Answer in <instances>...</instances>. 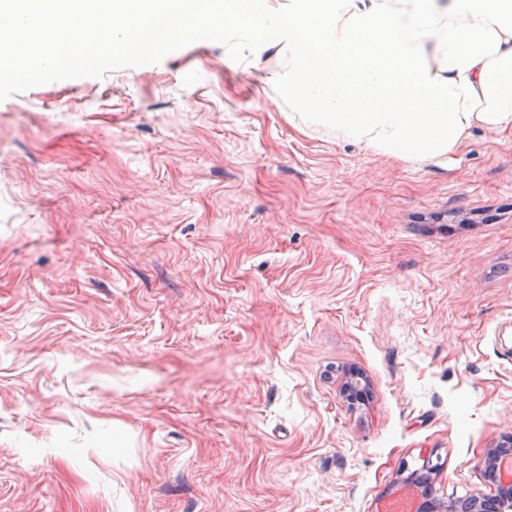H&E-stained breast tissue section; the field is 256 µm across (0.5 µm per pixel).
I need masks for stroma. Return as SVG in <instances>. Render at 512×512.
Segmentation results:
<instances>
[{"label": "stroma", "instance_id": "obj_1", "mask_svg": "<svg viewBox=\"0 0 512 512\" xmlns=\"http://www.w3.org/2000/svg\"><path fill=\"white\" fill-rule=\"evenodd\" d=\"M158 41L0 75V512L490 495L512 134L408 163L291 121L223 17Z\"/></svg>", "mask_w": 512, "mask_h": 512}]
</instances>
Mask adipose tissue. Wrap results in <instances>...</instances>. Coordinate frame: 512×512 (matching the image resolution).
I'll list each match as a JSON object with an SVG mask.
<instances>
[{"label": "adipose tissue", "instance_id": "obj_1", "mask_svg": "<svg viewBox=\"0 0 512 512\" xmlns=\"http://www.w3.org/2000/svg\"><path fill=\"white\" fill-rule=\"evenodd\" d=\"M186 0H29L42 22L19 30L34 66L53 40L72 49L85 14L108 9L112 38L149 35ZM272 42L268 83L295 119L409 161L458 152L471 131H512V0H236L224 10L229 50Z\"/></svg>", "mask_w": 512, "mask_h": 512}]
</instances>
